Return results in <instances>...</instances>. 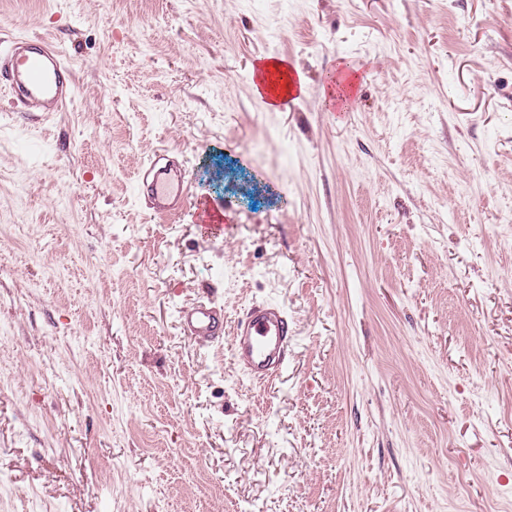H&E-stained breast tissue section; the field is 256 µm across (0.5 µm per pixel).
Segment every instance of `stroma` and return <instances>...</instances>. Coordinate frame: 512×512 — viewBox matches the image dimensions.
<instances>
[{
	"label": "stroma",
	"instance_id": "stroma-1",
	"mask_svg": "<svg viewBox=\"0 0 512 512\" xmlns=\"http://www.w3.org/2000/svg\"><path fill=\"white\" fill-rule=\"evenodd\" d=\"M0 30L77 84L48 121L0 89V512H512V0H0ZM273 55L288 112L249 82ZM161 148L175 215L136 185ZM203 297L283 304L282 374L184 334Z\"/></svg>",
	"mask_w": 512,
	"mask_h": 512
}]
</instances>
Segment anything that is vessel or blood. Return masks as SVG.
I'll return each mask as SVG.
<instances>
[{
    "label": "vessel or blood",
    "mask_w": 512,
    "mask_h": 512,
    "mask_svg": "<svg viewBox=\"0 0 512 512\" xmlns=\"http://www.w3.org/2000/svg\"><path fill=\"white\" fill-rule=\"evenodd\" d=\"M290 73L288 63L274 67L268 57L255 59L250 81L257 97L278 109L288 108L295 99L288 91ZM0 87L11 93L28 120L62 111L76 90L74 73L63 53L38 36L0 39ZM161 160V155H154L137 173L140 191L159 214L183 207L188 199L184 176L174 174ZM180 318L194 338L214 343L230 337L234 362L252 380L269 381L288 359L291 333L279 304L253 303L229 331L224 328L223 308L209 302L182 310Z\"/></svg>",
    "instance_id": "obj_1"
}]
</instances>
